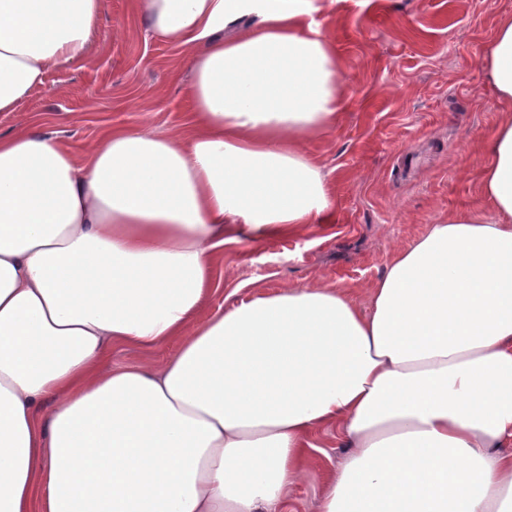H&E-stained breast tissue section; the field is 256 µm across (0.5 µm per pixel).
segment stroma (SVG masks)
I'll use <instances>...</instances> for the list:
<instances>
[{
  "instance_id": "35a3bbf8",
  "label": "stroma",
  "mask_w": 512,
  "mask_h": 512,
  "mask_svg": "<svg viewBox=\"0 0 512 512\" xmlns=\"http://www.w3.org/2000/svg\"><path fill=\"white\" fill-rule=\"evenodd\" d=\"M317 14L333 40L349 98L333 128L306 141L327 174L336 215L296 233L245 231L225 243L217 289L205 310L287 288L341 285L358 300L394 250L456 212L490 214L479 191L483 145L502 109L483 57L512 0H323ZM192 82L186 54L154 38L136 0H105L81 64L51 70L0 135L35 122L76 156L108 127L185 130ZM305 476L289 491L292 512H320L346 450L335 428L313 434Z\"/></svg>"
}]
</instances>
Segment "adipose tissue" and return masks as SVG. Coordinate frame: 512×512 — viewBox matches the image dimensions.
Returning <instances> with one entry per match:
<instances>
[{
  "instance_id": "adipose-tissue-1",
  "label": "adipose tissue",
  "mask_w": 512,
  "mask_h": 512,
  "mask_svg": "<svg viewBox=\"0 0 512 512\" xmlns=\"http://www.w3.org/2000/svg\"><path fill=\"white\" fill-rule=\"evenodd\" d=\"M137 4L189 59L185 133L110 127L81 160L35 125L0 135V512H288L328 426L348 452L321 512H512V14L484 55L508 107L493 216L430 225L366 303L300 287L206 315L239 225L327 222L304 143L347 92L320 0ZM103 9L0 0V112L86 59ZM176 343H169L158 347L152 354H145L137 348H124L113 350L111 357L112 367H127L142 364L147 361L161 362L176 349Z\"/></svg>"
}]
</instances>
